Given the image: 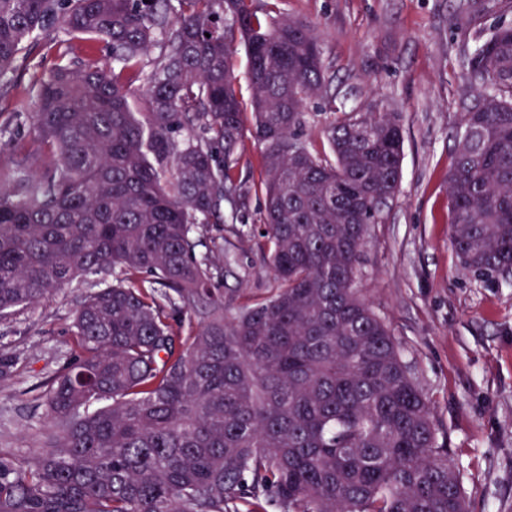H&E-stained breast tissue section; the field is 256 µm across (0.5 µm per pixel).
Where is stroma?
I'll use <instances>...</instances> for the list:
<instances>
[{"instance_id": "1", "label": "stroma", "mask_w": 512, "mask_h": 512, "mask_svg": "<svg viewBox=\"0 0 512 512\" xmlns=\"http://www.w3.org/2000/svg\"><path fill=\"white\" fill-rule=\"evenodd\" d=\"M480 2L475 13L460 0H281L279 8L311 23L323 49L326 95L310 106L302 135L313 153H330L322 128L331 111L378 101L402 116L401 186L385 222L371 228L360 286L431 404L468 512H512V288L462 274L449 238L448 170L470 88L461 56L477 35L512 23V0ZM54 62L43 40L31 41L5 78L0 123L32 111L30 75ZM264 171L262 147L245 137L235 174L252 192L222 284L238 304L275 286L255 245ZM97 281L75 280L49 302L0 318V357L19 358L13 383L0 387V448L24 455L39 446L44 384L66 362L67 327Z\"/></svg>"}]
</instances>
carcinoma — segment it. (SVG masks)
<instances>
[{
    "label": "carcinoma",
    "instance_id": "carcinoma-1",
    "mask_svg": "<svg viewBox=\"0 0 512 512\" xmlns=\"http://www.w3.org/2000/svg\"><path fill=\"white\" fill-rule=\"evenodd\" d=\"M280 2L0 0V80L30 39L65 47L31 77L34 147L0 160V315L119 272L75 313L41 445L0 451V512H467L430 405L357 288L399 189L401 115L352 109L323 129L334 161L313 154L323 52ZM464 65L477 99L448 170L451 242L465 273L511 287L512 24ZM20 119L0 125V154ZM247 132L279 288L235 309L210 226L226 202L246 209Z\"/></svg>",
    "mask_w": 512,
    "mask_h": 512
}]
</instances>
